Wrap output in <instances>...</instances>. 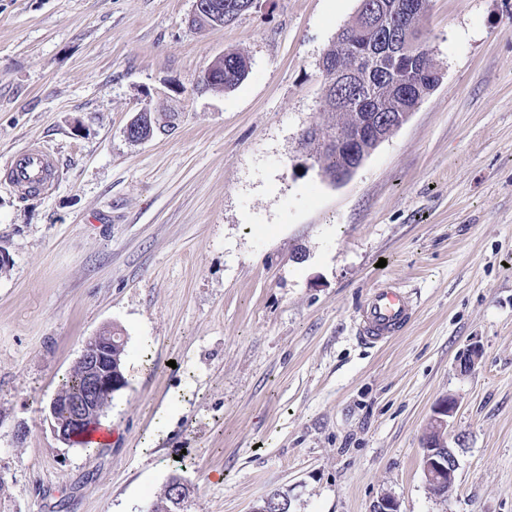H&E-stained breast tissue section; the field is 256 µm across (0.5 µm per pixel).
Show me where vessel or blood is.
<instances>
[{"mask_svg": "<svg viewBox=\"0 0 512 512\" xmlns=\"http://www.w3.org/2000/svg\"><path fill=\"white\" fill-rule=\"evenodd\" d=\"M58 169L53 155L34 143L14 155L0 171L13 184L34 186L44 192L53 185L48 172ZM413 312L414 303L401 288L389 285L375 289L361 309L357 334L370 343L387 341L410 325Z\"/></svg>", "mask_w": 512, "mask_h": 512, "instance_id": "obj_1", "label": "vessel or blood"}]
</instances>
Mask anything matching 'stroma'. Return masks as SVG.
<instances>
[{
    "mask_svg": "<svg viewBox=\"0 0 512 512\" xmlns=\"http://www.w3.org/2000/svg\"><path fill=\"white\" fill-rule=\"evenodd\" d=\"M193 3L0 0V167L37 142L62 171L29 195L0 177V512H147L175 474L188 512L275 490L290 512H512V0H429L442 78L339 184L300 139L359 0H256L206 31ZM230 52L242 83L199 89ZM385 282L416 313L370 347L355 319ZM107 326L112 442L69 446L49 405ZM456 409L453 398L444 399L434 411L429 423L428 434L434 433L435 438H428L423 448V471L429 488L440 494L447 493L455 484L457 460L451 448H448L445 431L448 427V418L452 417Z\"/></svg>",
    "mask_w": 512,
    "mask_h": 512,
    "instance_id": "obj_1",
    "label": "stroma"
}]
</instances>
